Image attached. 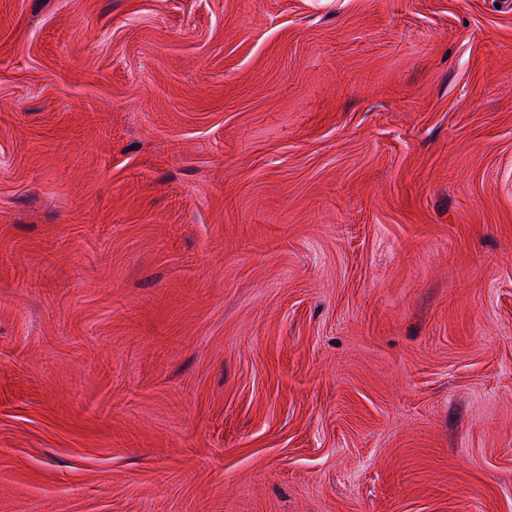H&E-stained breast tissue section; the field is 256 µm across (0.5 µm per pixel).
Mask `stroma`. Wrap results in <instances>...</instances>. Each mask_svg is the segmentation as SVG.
Returning a JSON list of instances; mask_svg holds the SVG:
<instances>
[{"label":"stroma","instance_id":"35a3bbf8","mask_svg":"<svg viewBox=\"0 0 512 512\" xmlns=\"http://www.w3.org/2000/svg\"><path fill=\"white\" fill-rule=\"evenodd\" d=\"M0 512H512V0H0Z\"/></svg>","mask_w":512,"mask_h":512}]
</instances>
